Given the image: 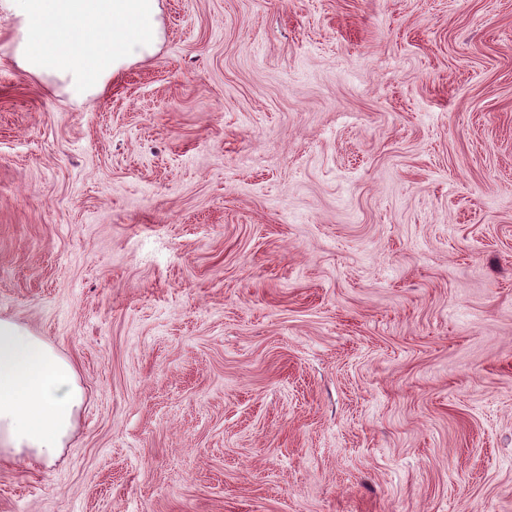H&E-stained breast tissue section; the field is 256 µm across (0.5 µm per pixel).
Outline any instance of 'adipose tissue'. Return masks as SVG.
<instances>
[{
	"mask_svg": "<svg viewBox=\"0 0 512 512\" xmlns=\"http://www.w3.org/2000/svg\"><path fill=\"white\" fill-rule=\"evenodd\" d=\"M18 19L17 62L65 81L72 99L99 93L126 64L153 54L159 0H5ZM83 403L73 362L44 337L0 319V447L15 463L51 467Z\"/></svg>",
	"mask_w": 512,
	"mask_h": 512,
	"instance_id": "ef3b65f1",
	"label": "adipose tissue"
}]
</instances>
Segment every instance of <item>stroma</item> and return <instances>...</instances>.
Masks as SVG:
<instances>
[{
    "mask_svg": "<svg viewBox=\"0 0 512 512\" xmlns=\"http://www.w3.org/2000/svg\"><path fill=\"white\" fill-rule=\"evenodd\" d=\"M85 101L0 13V317L71 359L0 512H512V0H159Z\"/></svg>",
    "mask_w": 512,
    "mask_h": 512,
    "instance_id": "1",
    "label": "stroma"
}]
</instances>
